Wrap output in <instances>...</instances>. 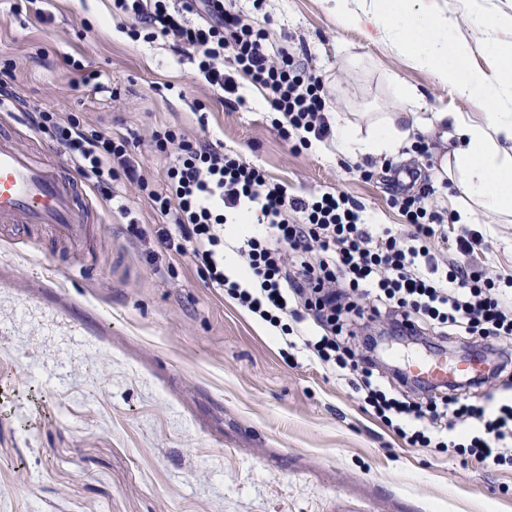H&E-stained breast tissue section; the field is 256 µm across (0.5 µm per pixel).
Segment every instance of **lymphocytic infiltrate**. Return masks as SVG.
Listing matches in <instances>:
<instances>
[{
    "instance_id": "f902f5d3",
    "label": "lymphocytic infiltrate",
    "mask_w": 512,
    "mask_h": 512,
    "mask_svg": "<svg viewBox=\"0 0 512 512\" xmlns=\"http://www.w3.org/2000/svg\"><path fill=\"white\" fill-rule=\"evenodd\" d=\"M113 7L126 18L123 31L131 40L170 39L217 93L237 91L224 71L225 56H232L238 72L264 90L282 139L304 146L329 135L325 85L308 59L271 57L265 29L226 10L224 0H113ZM32 124L52 133L95 186L111 189L121 176L136 184L169 219L156 232L166 252L190 257L208 287L266 323L287 348L302 349L310 361L348 379L363 410L406 445L448 446L484 467L512 468V395L487 390L512 365V351L502 344L512 337V307L493 278L463 263L476 236L459 239L460 260L439 264L429 247L438 221L429 190L399 200L403 229L377 231L347 194H289L250 162L172 128L152 134L156 151L169 160L159 191L140 174L128 137L88 135L48 111L36 112ZM228 247L238 260L234 277L224 267ZM359 299L386 319L392 337L425 345L477 336L500 362L484 377L422 386L409 396L405 372H397L393 384L376 373L377 338L364 337L359 354L344 347L336 315L354 310ZM469 388L486 389L484 404L467 402Z\"/></svg>"
}]
</instances>
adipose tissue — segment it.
I'll return each mask as SVG.
<instances>
[{
  "label": "adipose tissue",
  "instance_id": "1",
  "mask_svg": "<svg viewBox=\"0 0 512 512\" xmlns=\"http://www.w3.org/2000/svg\"><path fill=\"white\" fill-rule=\"evenodd\" d=\"M336 22L344 28L372 27L391 49L433 72L438 82L467 95L480 91L488 110L483 122L454 112L434 113L432 121L451 126L459 141L452 152L466 193L497 218L512 216V15L490 27L498 65L494 74L475 69L468 44L455 38L435 0H334ZM428 121L412 112L387 117L368 136L336 125L337 146L353 157L396 154Z\"/></svg>",
  "mask_w": 512,
  "mask_h": 512
}]
</instances>
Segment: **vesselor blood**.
<instances>
[{"mask_svg":"<svg viewBox=\"0 0 512 512\" xmlns=\"http://www.w3.org/2000/svg\"><path fill=\"white\" fill-rule=\"evenodd\" d=\"M81 182L56 162H38L0 139V224H50L70 241L86 231L89 211L80 204ZM409 370L424 381L441 383L478 373L467 363L449 367L440 359L417 357Z\"/></svg>","mask_w":512,"mask_h":512,"instance_id":"b4317fda","label":"vessel or blood"}]
</instances>
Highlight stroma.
Here are the masks:
<instances>
[{
    "mask_svg": "<svg viewBox=\"0 0 512 512\" xmlns=\"http://www.w3.org/2000/svg\"><path fill=\"white\" fill-rule=\"evenodd\" d=\"M437 3L467 41L472 66L494 72L486 28L512 14V0ZM41 7L40 19L20 0H0V69L25 102L0 114V134L35 158L65 155L32 128L33 108L89 133L134 135L140 172L158 187L165 160L151 134L165 126L242 156L291 194L346 193L379 228L404 222L392 188L426 186L444 225L436 256L447 259L475 230L483 242L467 268L512 276V222L486 217L452 184L440 127L404 158L354 160L330 137L296 150L247 77L235 76L239 100L219 101L169 42L121 33L112 0ZM229 7L263 24L271 52L306 50L329 119L361 134L388 112L484 119L478 94L460 95L365 31L337 26L329 0ZM73 57L98 74V86L82 84ZM396 79L412 87V101L395 95ZM85 190L91 222L78 247L32 224L0 238V512H512V469L402 445L347 381L302 355L286 362L264 323L208 287L188 257L161 248V218L135 185ZM117 199L143 237L129 235ZM467 208L472 219L460 223Z\"/></svg>",
    "mask_w": 512,
    "mask_h": 512,
    "instance_id": "35a3bbf8",
    "label": "stroma"
}]
</instances>
